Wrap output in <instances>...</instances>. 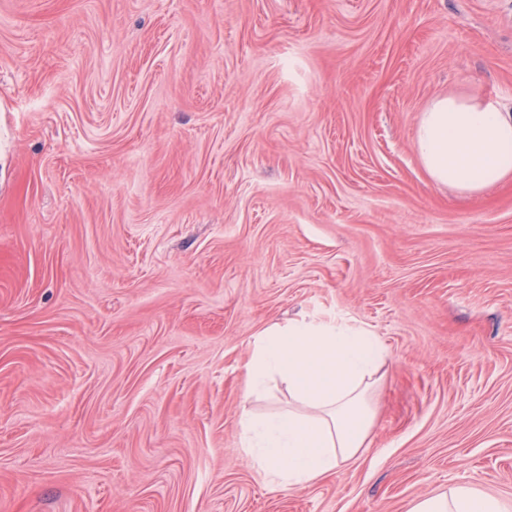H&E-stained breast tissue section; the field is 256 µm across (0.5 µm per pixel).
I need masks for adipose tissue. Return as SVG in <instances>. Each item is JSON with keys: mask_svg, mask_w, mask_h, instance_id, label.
<instances>
[{"mask_svg": "<svg viewBox=\"0 0 512 512\" xmlns=\"http://www.w3.org/2000/svg\"><path fill=\"white\" fill-rule=\"evenodd\" d=\"M415 149L437 184L476 194L512 176V113L454 97L423 112ZM386 358L382 340L346 319H300L257 334L245 395L285 383L287 409L243 412L240 443L272 490L304 489L356 456L372 422L367 394ZM408 512H512V503L461 484L413 500Z\"/></svg>", "mask_w": 512, "mask_h": 512, "instance_id": "adipose-tissue-1", "label": "adipose tissue"}]
</instances>
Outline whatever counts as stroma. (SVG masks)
<instances>
[{"label":"stroma","mask_w":512,"mask_h":512,"mask_svg":"<svg viewBox=\"0 0 512 512\" xmlns=\"http://www.w3.org/2000/svg\"><path fill=\"white\" fill-rule=\"evenodd\" d=\"M512 111V0H0V512H407L512 500V177L414 149ZM388 349L364 448L276 492L241 447L255 336ZM414 146L435 183L480 193L512 176V113L492 102L437 99ZM512 504L466 484L413 500L408 512H510Z\"/></svg>","instance_id":"obj_1"}]
</instances>
